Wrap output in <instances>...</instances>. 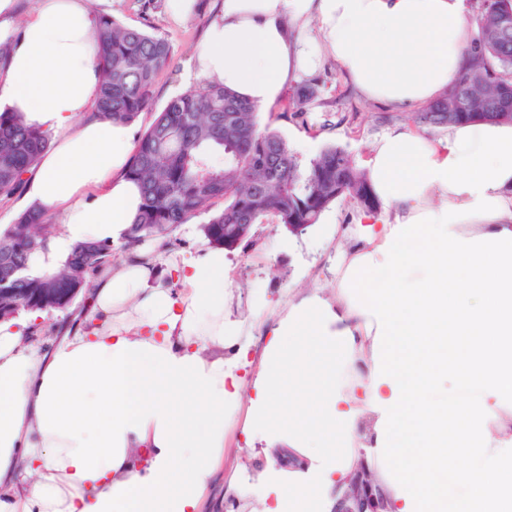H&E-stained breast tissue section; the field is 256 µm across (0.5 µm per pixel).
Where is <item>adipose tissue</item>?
Wrapping results in <instances>:
<instances>
[{"mask_svg":"<svg viewBox=\"0 0 512 512\" xmlns=\"http://www.w3.org/2000/svg\"><path fill=\"white\" fill-rule=\"evenodd\" d=\"M94 26L87 0H39L23 23L0 0V110L53 137L25 176L29 204L62 215L34 269L79 241L123 251L48 351L0 322V512H206L240 412L265 463L226 491L253 485L262 512H332L362 462L394 512H512V123L377 139L369 250L340 256L334 298L274 312L254 361L223 248H124L141 196L128 126L85 117ZM474 27L467 0H224L191 76L263 107L332 61L365 100L406 112L455 84ZM283 446L295 463L274 462Z\"/></svg>","mask_w":512,"mask_h":512,"instance_id":"ef3b65f1","label":"adipose tissue"}]
</instances>
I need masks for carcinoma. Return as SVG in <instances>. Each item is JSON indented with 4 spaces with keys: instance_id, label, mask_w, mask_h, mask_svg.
Returning a JSON list of instances; mask_svg holds the SVG:
<instances>
[{
    "instance_id": "cac0c4a2",
    "label": "carcinoma",
    "mask_w": 512,
    "mask_h": 512,
    "mask_svg": "<svg viewBox=\"0 0 512 512\" xmlns=\"http://www.w3.org/2000/svg\"><path fill=\"white\" fill-rule=\"evenodd\" d=\"M475 45L456 83L437 101L408 116L417 127L446 128L463 121L512 120V0H476ZM98 71L95 117L130 125L152 109L156 79L170 64L163 36L128 27L99 13L94 28ZM313 84L297 88L292 118H304L316 98ZM259 107L210 81L172 97L138 139L127 171L142 194L125 249L147 235L166 237L192 217L214 247L224 246V225L317 223L336 201L350 198L367 213L377 209L364 169L346 149L327 145L305 161L275 130H261ZM47 133L29 126L20 112H0V196L16 193L23 176L48 147ZM58 227L36 206L24 209L0 231V290L16 291L22 304L42 288H86L110 264L113 249L93 241L76 244L54 271L36 274L32 262L47 251Z\"/></svg>"
}]
</instances>
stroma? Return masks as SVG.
Listing matches in <instances>:
<instances>
[{
	"label": "stroma",
	"instance_id": "35a3bbf8",
	"mask_svg": "<svg viewBox=\"0 0 512 512\" xmlns=\"http://www.w3.org/2000/svg\"><path fill=\"white\" fill-rule=\"evenodd\" d=\"M94 7L170 42L172 63L155 84L154 107L159 110L170 98L190 89L186 75L193 54L208 22L220 13L222 0H196L194 11L180 21L170 18L165 0H155L147 11L141 10L137 0H94ZM307 80L317 85L319 94L307 108L306 121L285 118L294 93L289 87L280 99L261 108V125L279 130L291 145L307 139L318 148L328 143L342 146L358 164H365L370 144L392 127L381 119L388 106L362 100L331 61ZM360 215L356 203L346 198L325 210L320 223L298 238L267 220L255 225L252 242L226 255L224 280L238 294L235 317L261 321L270 311L286 307L300 289L332 290L338 251L361 245L356 226Z\"/></svg>",
	"mask_w": 512,
	"mask_h": 512
}]
</instances>
